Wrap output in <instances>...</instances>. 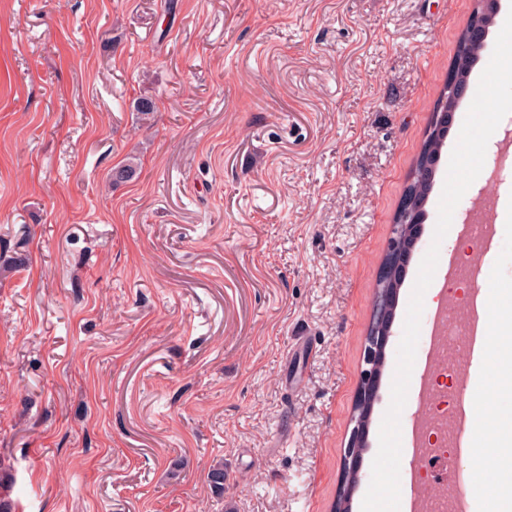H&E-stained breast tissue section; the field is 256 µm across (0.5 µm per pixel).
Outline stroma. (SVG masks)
<instances>
[{"label":"stroma","instance_id":"obj_1","mask_svg":"<svg viewBox=\"0 0 512 512\" xmlns=\"http://www.w3.org/2000/svg\"><path fill=\"white\" fill-rule=\"evenodd\" d=\"M474 0H0V469L16 512H331L393 217ZM153 97L150 126L131 102ZM451 119L399 292L372 476L420 262L470 107ZM512 114L471 198L508 199L479 319L512 310ZM135 157L137 174L113 184ZM448 469L501 489L512 352L464 360ZM401 413L400 485L425 467ZM224 466V495L208 486Z\"/></svg>","mask_w":512,"mask_h":512}]
</instances>
